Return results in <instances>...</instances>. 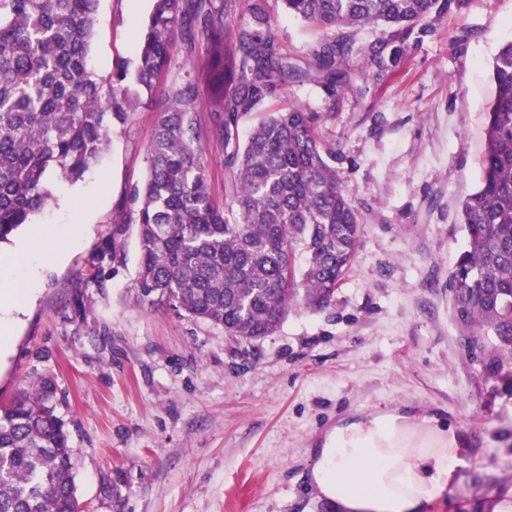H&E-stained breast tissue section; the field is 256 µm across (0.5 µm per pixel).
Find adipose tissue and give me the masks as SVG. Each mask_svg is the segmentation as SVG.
Wrapping results in <instances>:
<instances>
[{"instance_id":"ef3b65f1","label":"adipose tissue","mask_w":512,"mask_h":512,"mask_svg":"<svg viewBox=\"0 0 512 512\" xmlns=\"http://www.w3.org/2000/svg\"><path fill=\"white\" fill-rule=\"evenodd\" d=\"M38 255L31 240L0 256V309L22 294ZM466 444L454 423L407 403L358 409L326 433L312 479L341 512H425L452 490Z\"/></svg>"}]
</instances>
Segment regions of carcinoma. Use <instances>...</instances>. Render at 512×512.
I'll return each instance as SVG.
<instances>
[{"instance_id":"cac0c4a2","label":"carcinoma","mask_w":512,"mask_h":512,"mask_svg":"<svg viewBox=\"0 0 512 512\" xmlns=\"http://www.w3.org/2000/svg\"><path fill=\"white\" fill-rule=\"evenodd\" d=\"M321 31L304 60L285 53L268 0H152L134 60L116 58L108 79L89 69L99 0H0V244L51 199L48 180L84 179L152 94L176 36L189 52L202 37L205 65L155 104L148 176L130 192L138 263L131 294L150 310L174 311L256 341L273 334L298 293L331 305L354 258L360 217L329 160L319 113L295 102L268 113L240 141L238 122L290 83L336 96L346 65L362 55L383 80L384 48L357 46L351 32L383 26L408 35L465 0H275ZM479 184L461 204L467 235L450 274L459 323L473 328L482 365L512 361V41L491 68ZM208 99L231 180L212 197L195 112ZM304 257L296 268V255ZM50 376L0 402V512H77L75 450L56 412Z\"/></svg>"}]
</instances>
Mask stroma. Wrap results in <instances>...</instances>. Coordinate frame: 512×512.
I'll return each mask as SVG.
<instances>
[{
    "label": "stroma",
    "mask_w": 512,
    "mask_h": 512,
    "mask_svg": "<svg viewBox=\"0 0 512 512\" xmlns=\"http://www.w3.org/2000/svg\"><path fill=\"white\" fill-rule=\"evenodd\" d=\"M151 0H100L89 64L99 79L134 57ZM302 57L312 25L271 13ZM403 44L396 75L373 83L361 58L350 88L288 86L245 115L294 101L320 115L359 212L357 251L332 304L295 301L271 336L133 303L138 240L129 195L147 173L155 114L144 106L82 182L52 179V200L21 238L42 243L38 280L8 317L0 402L53 375L77 450L81 512H336L312 483L315 450L337 419L407 401L456 424L468 460L427 512H493L512 495V374L489 375L455 319L449 273L466 246L460 204L479 180L489 66L512 40V0H468ZM212 196L230 178L208 108L196 114Z\"/></svg>",
    "instance_id": "35a3bbf8"
}]
</instances>
